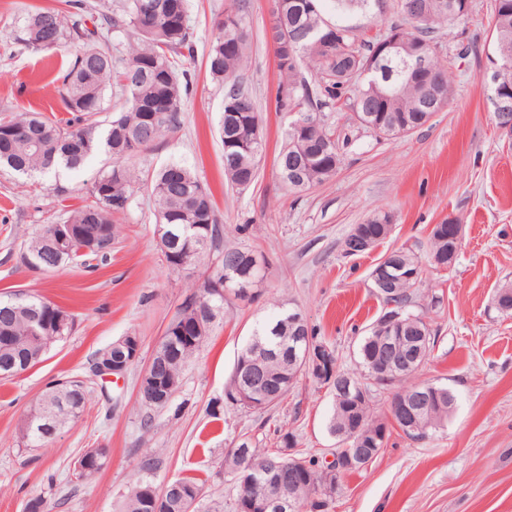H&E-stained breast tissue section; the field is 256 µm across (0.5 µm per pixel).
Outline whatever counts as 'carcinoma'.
<instances>
[{
  "label": "carcinoma",
  "mask_w": 512,
  "mask_h": 512,
  "mask_svg": "<svg viewBox=\"0 0 512 512\" xmlns=\"http://www.w3.org/2000/svg\"><path fill=\"white\" fill-rule=\"evenodd\" d=\"M301 13L291 11L288 0H274L283 32L299 38V54L286 62L281 42H273L281 80L276 92L279 109L293 114L292 122H306L305 138L293 143L287 130L277 156L281 182L288 189L303 192L322 184L336 174L341 162L335 131L325 122V110L337 107L357 110L351 119L386 124L407 123L414 130L424 124L422 106L434 99L448 105L453 91L454 64L441 52L431 34L464 19L454 5L460 0H400L401 19L390 28L401 30L403 51L419 52L427 57V78L418 82L392 79L370 68L374 55L371 40L356 30L326 18L322 0H304ZM336 13L355 8L368 9L381 0H333ZM72 11L59 12L38 8L28 13L22 41L33 52L64 48L71 55L68 68L60 76L59 94L67 119H51L39 112L12 113L0 118V168L19 176L49 175L60 169L80 168L89 158L104 155L112 165L101 171L87 191L85 204L68 212L58 222L44 224L25 244L23 261L34 266L49 257L51 238L57 225L81 230L83 240L73 243L70 253L55 262L58 267L84 265L106 255L104 248L116 239L119 221L133 207L135 186L141 181L128 161L155 142L175 132L182 123L184 98L189 93L185 62L195 56L187 0H123L117 10L100 13L88 21L85 5L70 4ZM493 35L497 52L496 66H502L501 45L512 48V0H493ZM322 30L333 37L322 43L310 31ZM115 38L110 43L109 38ZM248 30L243 0H233L224 19L215 24L207 54V68L217 80L230 85L224 98L219 135L224 146V176L235 188L255 181L265 152L263 131L255 128L262 120L248 90L239 84V73L247 63ZM314 73L313 81L302 73V66ZM115 89L124 99L121 109L107 123L97 120L105 111L106 91ZM156 217V232L170 241L173 259L168 265L181 270L201 267L198 293L182 304L178 315L168 324L165 335L173 337L175 353L160 370L161 379L180 385L185 366L205 345L215 324L224 321L229 306L244 300L236 292L239 275L246 268L224 265L225 257L244 259L251 250L217 247L221 220L212 194L186 166L172 162L154 172L146 183ZM389 216L374 215L353 230L377 243L387 236ZM428 262L448 264V240L430 233ZM389 261L404 272L396 274L386 289H377L384 311L358 344L360 376L336 370V377L351 379L350 397L336 393V381L313 372L303 361L288 357L294 340L322 349L332 361L336 350L305 324L288 321L284 311L260 324L237 357L233 375L224 390V401L242 409L262 412L264 408L236 399L244 382L245 367L261 360L263 380L259 386L265 403L271 408L293 387L299 375H306L335 392V404L329 420V432L336 436L339 448L335 457L353 452L356 440L375 442L388 433L387 422L376 415L371 404V387L393 388L387 416H394L395 403L411 396L414 389L427 394L426 410L416 429L405 436L420 441L429 438L448 421L455 403L454 394L443 384L413 380V374L425 363L435 344L437 331L424 312L413 311L414 288L421 274L422 261L411 250L391 251ZM496 309L512 314V287L500 288L495 296ZM75 316L65 308L38 299L0 301V376L23 372L41 362L53 344L70 335ZM86 386L76 390L55 383L40 398L28 417L23 439L29 448H40L49 440L38 433L36 423L44 414L55 413L63 427L78 417L88 402ZM294 435L280 436L277 448H262L249 433L232 441L224 452L222 466L236 487L235 509L249 497L266 500L272 493L288 496V474L305 481L294 497L308 504L307 512H328L336 495L340 477L330 472L315 457L295 451ZM178 483L184 495L201 498L203 484L195 477H182ZM159 491L151 482L139 480L125 497L122 512H149L141 490Z\"/></svg>",
  "instance_id": "obj_1"
}]
</instances>
